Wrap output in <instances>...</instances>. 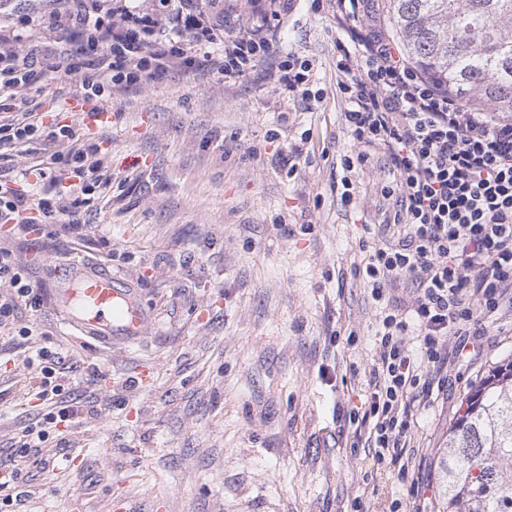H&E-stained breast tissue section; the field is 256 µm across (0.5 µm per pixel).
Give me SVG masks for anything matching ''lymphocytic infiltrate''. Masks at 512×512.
Returning <instances> with one entry per match:
<instances>
[{"instance_id":"lymphocytic-infiltrate-1","label":"lymphocytic infiltrate","mask_w":512,"mask_h":512,"mask_svg":"<svg viewBox=\"0 0 512 512\" xmlns=\"http://www.w3.org/2000/svg\"><path fill=\"white\" fill-rule=\"evenodd\" d=\"M332 2L339 31L336 92L347 105L341 120L359 149L357 157L343 159L344 201L354 199L350 171L374 153L388 156L400 201L393 216L397 239L361 244L355 267L384 307L364 410L350 413L349 420L364 434L374 464L388 462L405 472L413 459L414 408L427 407L434 392L447 387L449 365L475 355L472 328L488 321L512 293V119L466 107L404 59L393 41L367 30L370 0ZM42 9L43 22L32 25L28 49L0 34V112L8 116L0 122V151L42 135L71 143L39 169L48 184L43 193H27L0 178V223L34 233L62 218L80 226L87 196L109 181L100 172L96 147L74 144L69 126L11 118L18 94L41 82L53 61L78 77L82 98L90 101L188 60L185 49L167 37L162 14L134 12L128 22L116 24L109 0H44ZM287 9V0H265L255 9L250 30L225 40L199 22L191 27L214 73L241 77L269 57L279 82L308 103L319 97L312 89L314 61L295 52L274 54L276 23ZM45 24L73 37L76 49L44 48L39 33ZM32 209L42 223H31ZM2 280L14 291L0 302V326H6L17 303L35 298L12 251L0 246ZM403 281L413 285L409 300L385 304L386 288ZM412 338L419 351L410 350ZM36 358L37 396L50 409L41 423L24 429L21 442L38 451L47 425L72 423L79 409L53 403L63 389L58 352L43 347Z\"/></svg>"}]
</instances>
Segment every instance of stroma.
<instances>
[{
    "instance_id": "35a3bbf8",
    "label": "stroma",
    "mask_w": 512,
    "mask_h": 512,
    "mask_svg": "<svg viewBox=\"0 0 512 512\" xmlns=\"http://www.w3.org/2000/svg\"><path fill=\"white\" fill-rule=\"evenodd\" d=\"M337 36L329 0H291L275 51L315 60L323 96L308 105L267 62L225 78L192 61L113 87L112 120L91 131L66 109L75 76L54 68L24 92L25 111L61 115L97 147L111 183L82 229L0 239L40 299L0 333V500L14 512H434L437 450L465 393L512 359V301L418 412L425 493L412 501L397 467L354 447L348 422L371 379L378 314L353 269L360 241L386 240L399 199L383 192L395 177L382 154L358 166L354 203L341 199V158L356 149L340 119ZM61 148L18 145L0 174L35 183ZM87 261L138 288L155 319L140 345L119 352L77 335L50 300L53 268ZM43 346L69 367L60 401L84 409L66 438L49 437L57 468L17 446L46 412L26 363Z\"/></svg>"
}]
</instances>
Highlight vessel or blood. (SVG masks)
Returning <instances> with one entry per match:
<instances>
[{
	"label": "vessel or blood",
	"instance_id": "1",
	"mask_svg": "<svg viewBox=\"0 0 512 512\" xmlns=\"http://www.w3.org/2000/svg\"><path fill=\"white\" fill-rule=\"evenodd\" d=\"M51 283L67 324L91 339L117 346L135 344L153 325L137 288L99 265L56 266Z\"/></svg>",
	"mask_w": 512,
	"mask_h": 512
}]
</instances>
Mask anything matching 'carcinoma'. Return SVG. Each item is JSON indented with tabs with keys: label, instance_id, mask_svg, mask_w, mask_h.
I'll use <instances>...</instances> for the list:
<instances>
[{
	"label": "carcinoma",
	"instance_id": "carcinoma-1",
	"mask_svg": "<svg viewBox=\"0 0 512 512\" xmlns=\"http://www.w3.org/2000/svg\"><path fill=\"white\" fill-rule=\"evenodd\" d=\"M224 22V0H177ZM407 60L469 108L512 117V0H387ZM438 512H512V360L463 401L438 456Z\"/></svg>",
	"mask_w": 512,
	"mask_h": 512
}]
</instances>
